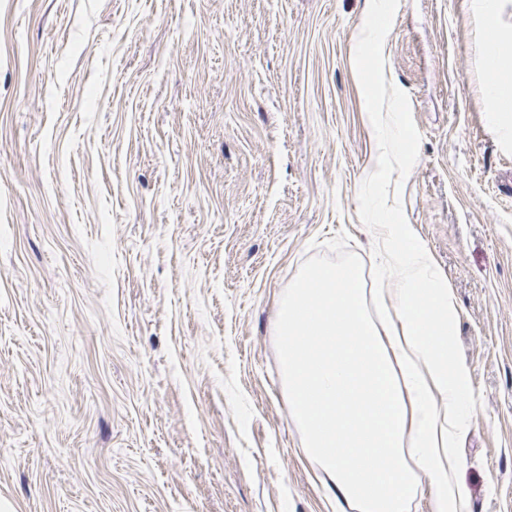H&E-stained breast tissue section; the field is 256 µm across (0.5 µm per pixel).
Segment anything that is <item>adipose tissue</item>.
<instances>
[{
  "label": "adipose tissue",
  "instance_id": "obj_1",
  "mask_svg": "<svg viewBox=\"0 0 512 512\" xmlns=\"http://www.w3.org/2000/svg\"><path fill=\"white\" fill-rule=\"evenodd\" d=\"M511 3H478L489 118L507 147L512 29L502 14ZM373 230L378 288L365 290L358 265H314L274 315L291 418L336 512H410L423 483L429 512H469L455 443L476 400L454 354L455 300L408 225Z\"/></svg>",
  "mask_w": 512,
  "mask_h": 512
}]
</instances>
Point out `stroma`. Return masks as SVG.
I'll list each match as a JSON object with an SVG mask.
<instances>
[{
  "label": "stroma",
  "mask_w": 512,
  "mask_h": 512,
  "mask_svg": "<svg viewBox=\"0 0 512 512\" xmlns=\"http://www.w3.org/2000/svg\"><path fill=\"white\" fill-rule=\"evenodd\" d=\"M368 0H0V500L13 512H336L271 319L386 200L458 308L471 512H512V148L473 0H390L409 139L372 178Z\"/></svg>",
  "instance_id": "1"
}]
</instances>
